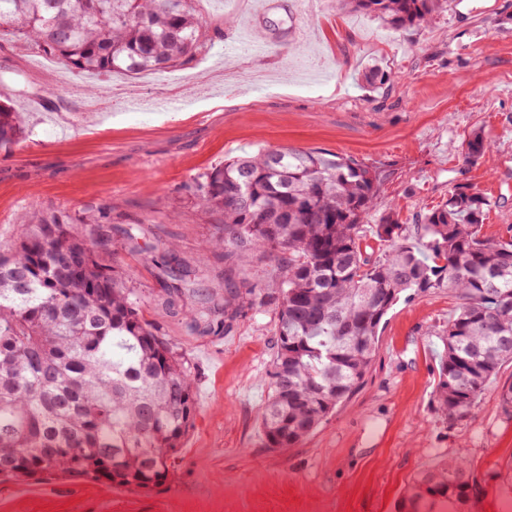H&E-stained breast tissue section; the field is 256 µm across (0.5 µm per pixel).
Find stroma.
<instances>
[{
  "label": "stroma",
  "instance_id": "obj_1",
  "mask_svg": "<svg viewBox=\"0 0 512 512\" xmlns=\"http://www.w3.org/2000/svg\"><path fill=\"white\" fill-rule=\"evenodd\" d=\"M205 49L181 73L203 74L199 104L167 111L153 73H70L21 43L0 44V103L30 115L28 135L0 145V248L19 222L54 213L107 221L112 267L134 289L143 319L188 363L198 405L169 460L168 481L149 491L104 482L0 478V512H395L412 480L461 454L485 481L472 512L512 502V384L502 366L471 416L446 423L435 411L440 336L459 303L446 289L412 296L386 316L360 385L294 448L264 444L260 412L270 390L277 314L244 309L224 333L193 330L185 308L232 276L266 287L274 261L206 249L221 213L187 184L224 161L268 148L352 156L381 174L372 218L396 209L415 227L460 184L493 206L485 236L512 225V0H450L430 23L389 29L337 10L333 0H192ZM265 10V51L246 50ZM380 67L389 82L362 79ZM481 130L490 151L476 165L462 144ZM136 236L137 248L126 245ZM193 268L184 308L160 305L167 245Z\"/></svg>",
  "mask_w": 512,
  "mask_h": 512
}]
</instances>
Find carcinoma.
<instances>
[{"label": "carcinoma", "mask_w": 512, "mask_h": 512, "mask_svg": "<svg viewBox=\"0 0 512 512\" xmlns=\"http://www.w3.org/2000/svg\"><path fill=\"white\" fill-rule=\"evenodd\" d=\"M394 29L427 24L448 0H336ZM190 0H0V40L49 54L68 70L138 75L184 63L203 46ZM22 115L0 104V143L21 140ZM488 148L465 140L464 160ZM380 174L353 157L274 149L229 160L188 187L224 215L208 247L276 262L275 286L224 296L191 312L205 331L224 326L233 301L273 305L276 350L261 413L267 445L292 448L313 433L364 378L378 332L401 299L446 288L461 300L441 336L434 403L445 421L468 418L512 361V226L481 227L491 200L457 186L407 237L398 214L369 223ZM104 226L50 214L21 227L0 251V477H79L149 491L193 426L196 401L184 360L140 316L133 289L97 250ZM485 487L464 457L418 477L400 512H462Z\"/></svg>", "instance_id": "obj_1"}]
</instances>
